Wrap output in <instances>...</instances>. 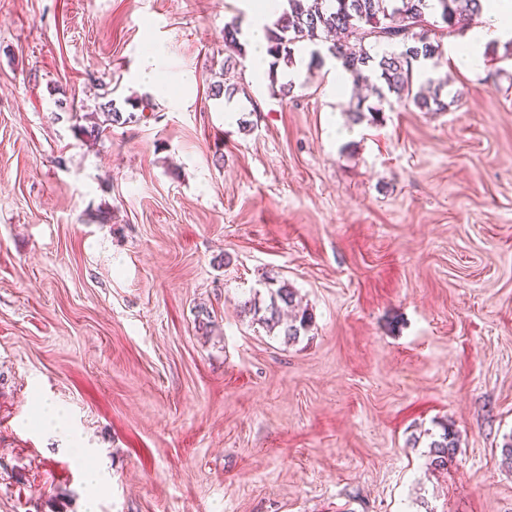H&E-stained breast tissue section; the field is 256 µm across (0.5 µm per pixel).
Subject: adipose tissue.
Here are the masks:
<instances>
[{
  "mask_svg": "<svg viewBox=\"0 0 512 512\" xmlns=\"http://www.w3.org/2000/svg\"><path fill=\"white\" fill-rule=\"evenodd\" d=\"M248 18L244 32L253 53L255 71H262L267 59L266 23L278 8L280 0H248ZM484 20L470 27L465 37L448 47L453 63L466 70L483 65V52L487 44L512 39V0H487Z\"/></svg>",
  "mask_w": 512,
  "mask_h": 512,
  "instance_id": "ef3b65f1",
  "label": "adipose tissue"
}]
</instances>
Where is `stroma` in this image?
I'll use <instances>...</instances> for the list:
<instances>
[{
  "label": "stroma",
  "instance_id": "1",
  "mask_svg": "<svg viewBox=\"0 0 512 512\" xmlns=\"http://www.w3.org/2000/svg\"><path fill=\"white\" fill-rule=\"evenodd\" d=\"M245 5L0 0V512H512V48L355 124L228 60ZM106 96L155 109L86 139ZM269 277L297 343L240 312ZM428 448H430L428 465L434 469H447L457 453L458 441L455 433L444 428L439 439H433Z\"/></svg>",
  "mask_w": 512,
  "mask_h": 512
}]
</instances>
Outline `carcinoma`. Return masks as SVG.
I'll return each mask as SVG.
<instances>
[{
  "mask_svg": "<svg viewBox=\"0 0 512 512\" xmlns=\"http://www.w3.org/2000/svg\"><path fill=\"white\" fill-rule=\"evenodd\" d=\"M436 12L448 31L460 22L476 18L483 12L482 0H288V10L267 28L268 53L271 57L269 78L277 81L280 61L294 62V46L331 40L327 52L350 75L353 84L380 83L376 87L379 100L412 101L422 112H446L450 102L442 98L443 83L428 80V86H414V63L420 59L441 58L442 45L432 37L428 13ZM241 28L237 24L224 28V46L243 54ZM100 112L84 115L88 125L78 129L86 138L96 140L108 127L136 119L115 107L113 100L99 105ZM383 108L357 104L349 110V118L359 123L369 117L376 120ZM268 301L254 295L240 302L241 312L252 316L259 325L286 343H294L313 323V315L304 308L286 319L283 309H295L297 292L283 283L274 286L268 280ZM429 466L446 469L457 453L455 433L445 428L439 438L429 443Z\"/></svg>",
  "mask_w": 512,
  "mask_h": 512,
  "instance_id": "carcinoma-1",
  "label": "carcinoma"
}]
</instances>
